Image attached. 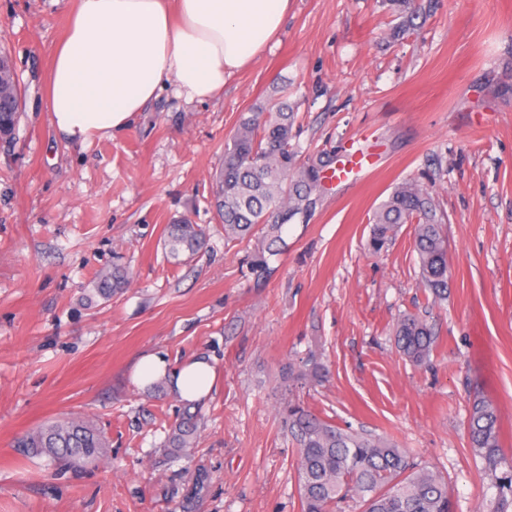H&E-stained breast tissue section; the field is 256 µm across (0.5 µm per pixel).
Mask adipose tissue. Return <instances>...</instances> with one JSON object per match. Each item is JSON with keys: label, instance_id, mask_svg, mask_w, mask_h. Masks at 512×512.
<instances>
[{"label": "adipose tissue", "instance_id": "1", "mask_svg": "<svg viewBox=\"0 0 512 512\" xmlns=\"http://www.w3.org/2000/svg\"><path fill=\"white\" fill-rule=\"evenodd\" d=\"M290 0H75L56 44L46 106L74 142L127 129L174 82L189 102L221 96L233 74L252 65L277 37ZM165 377L180 400L211 390L215 370L192 357L171 365L151 353L136 369L146 384Z\"/></svg>", "mask_w": 512, "mask_h": 512}]
</instances>
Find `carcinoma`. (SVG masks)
<instances>
[{
  "mask_svg": "<svg viewBox=\"0 0 512 512\" xmlns=\"http://www.w3.org/2000/svg\"><path fill=\"white\" fill-rule=\"evenodd\" d=\"M0 94L9 105L0 109V141L16 139L22 96L10 69L0 71ZM295 113L288 101L270 97L242 113L234 134L224 144V165L215 181L214 205L224 223V238L259 236L262 251L254 266L263 267L266 255L286 247L285 227L307 221L334 156L322 151L301 158L292 144ZM443 215L429 192L415 180L397 185L373 216L371 247L383 249L401 224H413L414 250L423 286L434 300L448 298V244ZM204 229L187 218L167 226L166 256L175 261L199 253L206 246ZM126 272L119 266L101 276L95 292L104 299L122 290ZM398 350L415 364L425 363L437 335L429 316H403L395 328ZM282 428L298 450L296 472L302 512H335L355 502L360 512H454L443 477L414 464L396 443L370 431L343 428L323 419L303 404L290 401L281 411ZM197 417L184 412L169 428L164 448L180 455L194 444ZM469 440L484 461V472L497 490L490 512L512 507V462L501 443L495 404L475 394L470 402ZM19 447L45 455L78 471L106 453L102 431L81 419L46 424L28 434Z\"/></svg>",
  "mask_w": 512,
  "mask_h": 512,
  "instance_id": "1",
  "label": "carcinoma"
}]
</instances>
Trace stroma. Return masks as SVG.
I'll use <instances>...</instances> for the list:
<instances>
[{"label":"stroma","mask_w":512,"mask_h":512,"mask_svg":"<svg viewBox=\"0 0 512 512\" xmlns=\"http://www.w3.org/2000/svg\"><path fill=\"white\" fill-rule=\"evenodd\" d=\"M73 7L0 0L25 96L16 142L0 146V512H300L289 397L409 449L445 477L456 512H489L468 418L473 394L489 397L512 459V0H410L409 26L387 0H290L277 44L219 99L189 103L169 85L128 129L84 143L58 133L45 102ZM283 86L296 144L363 170L325 179L263 271L256 241H225L211 182L241 113ZM406 179L446 218L438 304L413 225L369 246L375 208ZM182 217L208 247L177 262L163 242ZM115 265L130 283L105 301L95 282ZM424 312L438 342L417 366L393 330ZM158 351L216 371L186 457L162 448L182 401L134 378ZM309 358L325 375L297 383ZM68 418L103 431L102 460L73 471L16 448Z\"/></svg>","instance_id":"35a3bbf8"}]
</instances>
